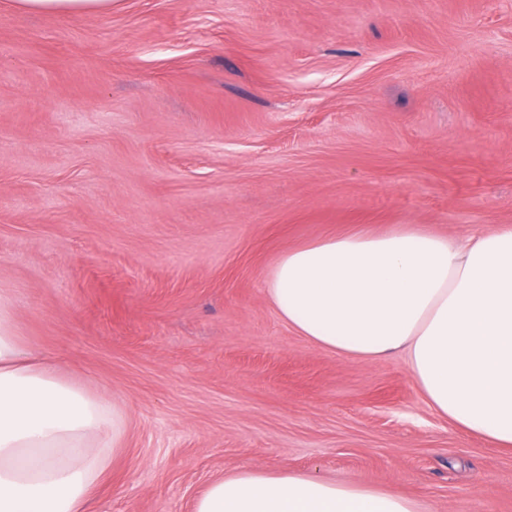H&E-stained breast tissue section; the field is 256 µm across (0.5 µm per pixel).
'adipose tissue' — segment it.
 Masks as SVG:
<instances>
[{
	"label": "adipose tissue",
	"mask_w": 512,
	"mask_h": 512,
	"mask_svg": "<svg viewBox=\"0 0 512 512\" xmlns=\"http://www.w3.org/2000/svg\"><path fill=\"white\" fill-rule=\"evenodd\" d=\"M113 0H15L25 12L108 14ZM265 293L316 347L362 362L402 352L427 405L512 451V226L456 241L416 225L303 243ZM0 291V512H94L128 420L110 397L34 353ZM194 512H423L404 495L296 472L214 479Z\"/></svg>",
	"instance_id": "obj_1"
}]
</instances>
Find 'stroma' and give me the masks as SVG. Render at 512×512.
Instances as JSON below:
<instances>
[{
	"label": "stroma",
	"mask_w": 512,
	"mask_h": 512,
	"mask_svg": "<svg viewBox=\"0 0 512 512\" xmlns=\"http://www.w3.org/2000/svg\"><path fill=\"white\" fill-rule=\"evenodd\" d=\"M398 224L512 225V0H0V290L127 413L97 512L252 467L512 512V453L403 355L315 347L266 296L288 249ZM20 11L50 14H108L115 0H14Z\"/></svg>",
	"instance_id": "obj_1"
}]
</instances>
